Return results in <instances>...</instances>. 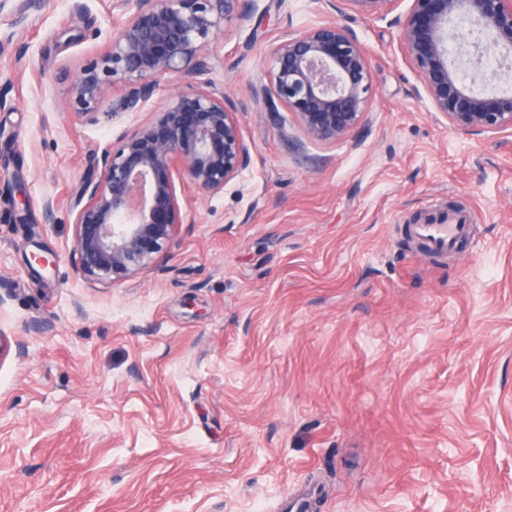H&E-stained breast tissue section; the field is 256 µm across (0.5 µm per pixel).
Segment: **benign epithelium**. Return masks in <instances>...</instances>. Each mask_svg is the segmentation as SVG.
I'll return each mask as SVG.
<instances>
[{"mask_svg":"<svg viewBox=\"0 0 512 512\" xmlns=\"http://www.w3.org/2000/svg\"><path fill=\"white\" fill-rule=\"evenodd\" d=\"M231 0H135L105 51L73 87L74 114L91 121L106 90L126 88L123 104L139 112L160 79L189 74L224 29ZM360 14L385 17L400 0H349ZM397 17L402 50L436 112L462 135L512 128V91L486 92L474 59L484 43L512 54V0H408ZM459 43L448 54V39ZM265 111L292 113L319 142L347 136L361 124L372 94L369 58L348 26L328 21L282 33L270 49ZM470 69L471 82L461 78ZM235 112L224 94L189 86L151 117L101 151L100 178L74 202L77 271L88 282H122L157 266L159 253L182 223L181 198L224 192L247 159Z\"/></svg>","mask_w":512,"mask_h":512,"instance_id":"7a95c632","label":"benign epithelium"}]
</instances>
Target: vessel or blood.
<instances>
[{
  "instance_id": "vessel-or-blood-1",
  "label": "vessel or blood",
  "mask_w": 512,
  "mask_h": 512,
  "mask_svg": "<svg viewBox=\"0 0 512 512\" xmlns=\"http://www.w3.org/2000/svg\"><path fill=\"white\" fill-rule=\"evenodd\" d=\"M475 220L474 212L468 208H443L427 222L412 225L410 231L425 251L444 257L457 248Z\"/></svg>"
}]
</instances>
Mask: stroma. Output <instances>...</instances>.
I'll list each match as a JSON object with an SVG mask.
<instances>
[{"label": "stroma", "mask_w": 512, "mask_h": 512, "mask_svg": "<svg viewBox=\"0 0 512 512\" xmlns=\"http://www.w3.org/2000/svg\"><path fill=\"white\" fill-rule=\"evenodd\" d=\"M112 3L0 12V512H285L316 482L318 512H512V129L453 130L393 16L348 0H232L201 68L139 112L108 90L90 122L72 87L119 29ZM330 20L374 83L361 124L321 143L258 90L277 37ZM189 84L233 105L245 169L157 269L87 282L75 199ZM451 202L471 236L420 254L405 225Z\"/></svg>", "instance_id": "obj_1"}]
</instances>
